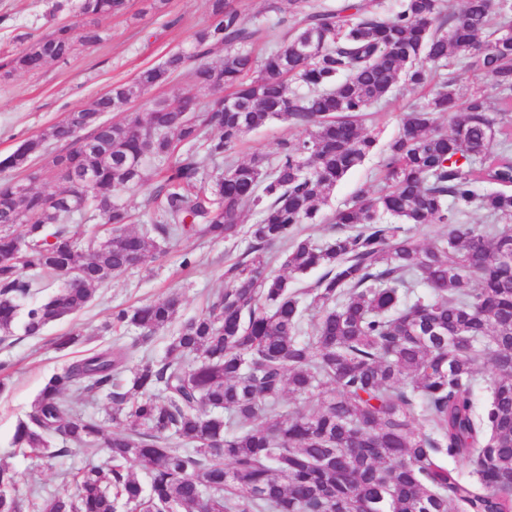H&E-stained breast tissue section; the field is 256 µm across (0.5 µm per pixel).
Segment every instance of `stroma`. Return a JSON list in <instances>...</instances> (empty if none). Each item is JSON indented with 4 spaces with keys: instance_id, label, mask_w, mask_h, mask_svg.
I'll use <instances>...</instances> for the list:
<instances>
[{
    "instance_id": "1",
    "label": "stroma",
    "mask_w": 512,
    "mask_h": 512,
    "mask_svg": "<svg viewBox=\"0 0 512 512\" xmlns=\"http://www.w3.org/2000/svg\"><path fill=\"white\" fill-rule=\"evenodd\" d=\"M52 4L53 0H0V50L17 52L49 33L63 18L62 13L53 12ZM144 6V0H129L126 13L103 21L104 40L97 46L80 49L69 59L50 63L36 74L0 78V155L10 154L21 140L61 121L111 84L129 81L140 70L187 47L210 19L209 0H168L161 14L145 11ZM422 95L421 89L397 83L391 105L373 110L365 122L366 129L376 133L380 143H387L398 130L401 113L421 101ZM292 135L285 124H268L246 135L233 156L239 161L255 156L273 159L280 141ZM381 162V154H374L338 183L321 210V223L305 225V233L321 243L334 236L336 227L330 224V217L358 189L376 187ZM248 246L249 240L243 236L220 243L188 235L173 237L158 260L106 281L91 305L73 318L49 326L38 337L18 332L0 340V380L7 384L0 392V463L16 471L19 500H26L33 487L52 493L62 491L63 473H74L105 459L104 453L92 454L75 447L61 456L39 459L12 445L17 423L30 412L46 378L82 353L78 347L56 349L55 337L75 330L111 341V334L105 333L103 326L113 309L157 302L174 293L181 298L179 319L200 315L207 297L225 286L226 261L246 252ZM187 255L193 264L186 268L182 260Z\"/></svg>"
}]
</instances>
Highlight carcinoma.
<instances>
[{
    "label": "carcinoma",
    "mask_w": 512,
    "mask_h": 512,
    "mask_svg": "<svg viewBox=\"0 0 512 512\" xmlns=\"http://www.w3.org/2000/svg\"><path fill=\"white\" fill-rule=\"evenodd\" d=\"M288 5L282 21L293 33L259 62L252 44L265 27L213 0L188 47L0 157V171L24 169L52 142L60 182L51 193L0 182L1 336L19 323L24 335H42L179 234L251 240L226 265L224 291L181 324L162 357L127 378L135 345L115 341L49 376L13 447L51 458L66 452L52 447L57 438L101 445L108 461L75 473L71 493L31 491L32 512H512V0H465L453 13L445 0H401L393 12L379 0ZM126 8L80 0L74 20L0 55V76L36 74L100 43L101 22ZM214 45L225 47L215 65ZM450 58L484 74L495 103L454 72L442 77L402 114L383 149L381 185L334 212L336 235L323 245L297 237L377 150L361 124L366 112L388 103L401 79L430 84ZM189 63L202 97L104 119ZM226 97L238 111H224ZM274 120L304 135L283 140L272 165L231 158L245 134ZM207 161L224 170L209 174ZM71 172L91 174L93 185L71 183ZM155 174L149 237L129 230L135 216L118 194ZM250 209L260 217L245 230ZM476 209L489 223L468 222ZM97 216L103 235L69 230ZM405 224L448 232L423 246ZM288 241L279 273L268 250ZM315 269L323 273L304 293L289 288L288 275ZM179 306L173 294L115 309L106 329L138 328L142 345ZM308 310L318 315L311 336ZM287 393L303 405H287ZM89 395L112 404V429L74 413ZM450 458L468 463L469 475ZM16 486V472L0 464V512H20Z\"/></svg>",
    "instance_id": "1"
}]
</instances>
